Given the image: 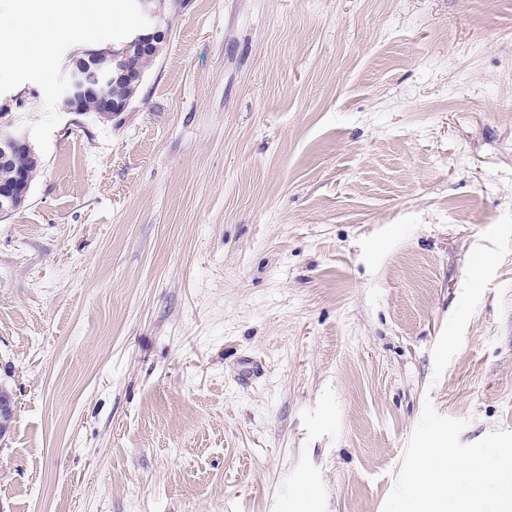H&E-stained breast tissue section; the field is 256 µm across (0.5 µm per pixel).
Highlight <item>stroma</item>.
<instances>
[{
  "instance_id": "35a3bbf8",
  "label": "stroma",
  "mask_w": 512,
  "mask_h": 512,
  "mask_svg": "<svg viewBox=\"0 0 512 512\" xmlns=\"http://www.w3.org/2000/svg\"><path fill=\"white\" fill-rule=\"evenodd\" d=\"M510 210L512 0H184L0 217V506L381 512L424 402L512 431V254L431 353Z\"/></svg>"
}]
</instances>
